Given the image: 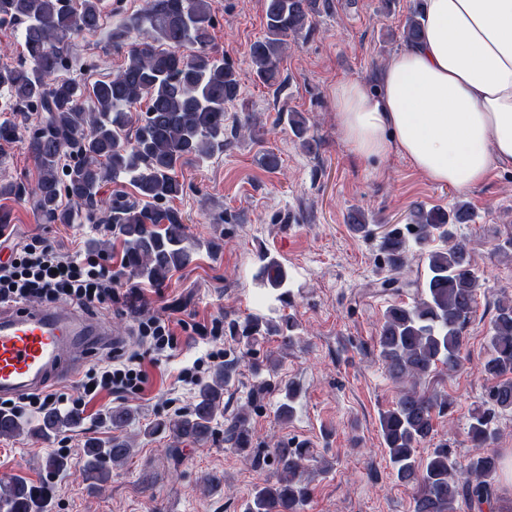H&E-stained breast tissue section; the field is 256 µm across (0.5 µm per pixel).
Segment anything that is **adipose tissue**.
I'll return each instance as SVG.
<instances>
[{"label": "adipose tissue", "mask_w": 512, "mask_h": 512, "mask_svg": "<svg viewBox=\"0 0 512 512\" xmlns=\"http://www.w3.org/2000/svg\"><path fill=\"white\" fill-rule=\"evenodd\" d=\"M421 23L377 91L337 83L336 124L357 158L464 191L512 166V0H424Z\"/></svg>", "instance_id": "1"}]
</instances>
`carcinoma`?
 <instances>
[{
	"instance_id": "cac0c4a2",
	"label": "carcinoma",
	"mask_w": 512,
	"mask_h": 512,
	"mask_svg": "<svg viewBox=\"0 0 512 512\" xmlns=\"http://www.w3.org/2000/svg\"><path fill=\"white\" fill-rule=\"evenodd\" d=\"M100 0H0V22L24 24V59L14 66H0V88L16 102L44 113L40 127L27 140L39 178L36 204L48 224H72L79 213L107 224L112 238L123 244V265L130 275L161 287L176 270L188 266L199 243L188 233L185 219L171 202L183 193L177 170L188 160L204 162L224 152L232 141L260 124L253 112L234 127L224 125L226 107L241 101V85L233 65L211 48L214 26L209 0H147L144 13L112 32L124 40L137 31L138 43L127 53L124 66L112 77L86 87L71 80H51L65 64L74 36L101 28ZM333 0H264L265 34L249 45L247 60L254 80L264 86L281 84V63L286 51L307 39L315 29V17L331 11ZM422 4L405 19L401 37L416 42L421 35ZM146 101L145 111L130 130L131 109ZM289 128L307 152L314 149L308 135V118L286 112ZM18 125L0 119V141L18 138ZM131 177L136 195L100 196L102 184ZM67 196L73 206L62 205ZM469 205L456 201L449 209L414 207L407 230L425 259L423 280L408 277L410 245L400 231L382 236L389 275L379 284L401 294L415 289L410 304L391 306L384 315L377 344L389 376L400 385L394 406L381 415L380 425L389 460L397 479L416 487L413 512H456L463 500L480 509L496 496L495 481L501 458L493 449L499 439L497 415L512 412V298L496 305L491 321L489 354L482 373L489 382L488 399L476 408L468 425L475 453L462 471L448 460V444L434 448L425 462L416 448L432 437L435 414L448 400L419 389L420 381L433 372L451 376L462 365L465 329L476 304L479 277L466 244L454 240L453 226L471 221ZM355 233L368 237L372 225L360 210L347 216ZM439 241L442 247L435 248ZM261 286L287 303L288 275L283 265L266 254L260 256ZM233 336L249 343L258 337L277 336L283 348L294 346L300 327L292 317L277 320L249 316L231 321ZM238 370V361L218 366L199 385L194 402L172 416L145 425L142 434H166L172 439L168 456L179 457L180 445L204 442L218 433L224 416V388ZM137 411L118 406L108 412L112 436L89 438L84 444L85 479L104 483L112 468L125 465L133 446L124 430L136 420ZM81 413L47 409L36 421L0 413V437L22 434L49 441L81 424ZM251 416L240 409L224 427V442L239 452L251 447ZM311 451L286 442L275 446L276 479L257 489L246 512H302L310 496L305 480ZM46 468L53 476L70 469L65 456H50ZM53 484L39 485L22 478L0 482V509L4 512H51Z\"/></svg>"
}]
</instances>
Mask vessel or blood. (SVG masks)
<instances>
[{
    "mask_svg": "<svg viewBox=\"0 0 512 512\" xmlns=\"http://www.w3.org/2000/svg\"><path fill=\"white\" fill-rule=\"evenodd\" d=\"M122 344L107 323L66 305H0V398L77 381L91 350Z\"/></svg>",
    "mask_w": 512,
    "mask_h": 512,
    "instance_id": "b4317fda",
    "label": "vessel or blood"
}]
</instances>
